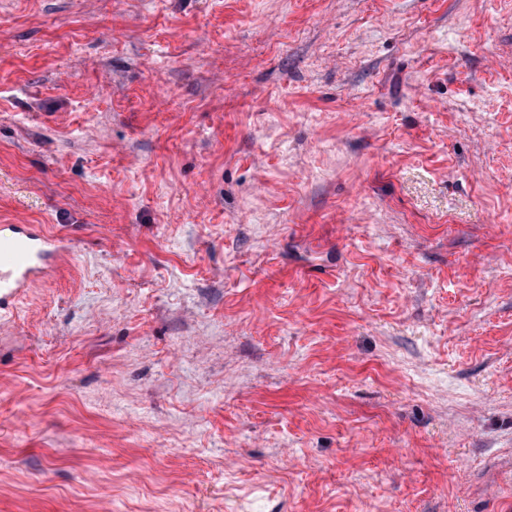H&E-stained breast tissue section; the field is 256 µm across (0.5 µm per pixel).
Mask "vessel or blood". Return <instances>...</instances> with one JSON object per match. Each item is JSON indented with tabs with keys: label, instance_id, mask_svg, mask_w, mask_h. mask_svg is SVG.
<instances>
[{
	"label": "vessel or blood",
	"instance_id": "1",
	"mask_svg": "<svg viewBox=\"0 0 512 512\" xmlns=\"http://www.w3.org/2000/svg\"><path fill=\"white\" fill-rule=\"evenodd\" d=\"M73 245L71 237L47 235L31 224H1L0 311L42 282Z\"/></svg>",
	"mask_w": 512,
	"mask_h": 512
}]
</instances>
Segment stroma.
<instances>
[{"label": "stroma", "mask_w": 512, "mask_h": 512, "mask_svg": "<svg viewBox=\"0 0 512 512\" xmlns=\"http://www.w3.org/2000/svg\"><path fill=\"white\" fill-rule=\"evenodd\" d=\"M0 512H512V0H0ZM74 245L65 235H47L33 224L0 225V311L42 282Z\"/></svg>", "instance_id": "1"}]
</instances>
